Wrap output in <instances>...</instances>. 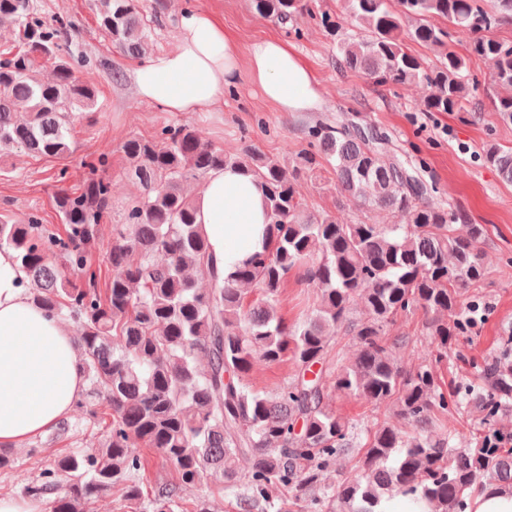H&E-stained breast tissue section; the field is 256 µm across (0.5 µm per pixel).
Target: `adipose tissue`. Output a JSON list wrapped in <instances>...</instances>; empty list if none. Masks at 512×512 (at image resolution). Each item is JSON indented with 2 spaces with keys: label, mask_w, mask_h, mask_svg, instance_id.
I'll list each match as a JSON object with an SVG mask.
<instances>
[{
  "label": "adipose tissue",
  "mask_w": 512,
  "mask_h": 512,
  "mask_svg": "<svg viewBox=\"0 0 512 512\" xmlns=\"http://www.w3.org/2000/svg\"><path fill=\"white\" fill-rule=\"evenodd\" d=\"M137 95L168 112H215L242 81L257 85L280 112H316L321 83L285 41L241 44L223 22L202 10L180 17L179 46L140 62ZM198 221L225 269L264 243V189L236 167L207 174L197 194ZM11 251L0 250V445L18 446L56 427L85 388L76 343L47 318L22 285Z\"/></svg>",
  "instance_id": "ef3b65f1"
}]
</instances>
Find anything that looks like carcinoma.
<instances>
[{"label":"carcinoma","instance_id":"carcinoma-1","mask_svg":"<svg viewBox=\"0 0 512 512\" xmlns=\"http://www.w3.org/2000/svg\"><path fill=\"white\" fill-rule=\"evenodd\" d=\"M253 3L296 35L298 20L315 16L312 0ZM346 9L364 36L348 35L321 13L322 26L336 33L339 68L385 85H425V112H466L478 86L470 78L475 56L507 90L492 111L512 124V40L492 35L512 22V0H346ZM5 22L15 38L0 50V154L66 159L72 126L97 106L95 87L77 76L86 60L62 44L72 22L44 21L34 0H0ZM98 23L120 52L146 55L149 20L139 0H101ZM456 36L471 56L450 48ZM409 42L433 49L435 60L413 54ZM44 62L54 67L50 81L39 75ZM307 137L309 148L291 163L247 146L226 152L187 124L166 126L157 139L124 141L120 150L143 193L123 223L111 225L106 277L93 251L112 205V150L84 163L81 192L56 193L62 228L36 212L0 222V249L15 253L35 304L79 328L86 390L77 408L101 428L97 446L55 459L22 483L24 495L55 496L53 512H85L114 493L119 512H210L203 497L193 510L183 507V491L208 482L234 497L237 512H385L395 496L415 512H467L490 485L512 495V447L460 440L445 426L448 392L434 365L403 368L395 350L412 338L388 335L397 318L421 310L430 357L435 365L448 361L452 340L472 328L461 303L470 297L479 305L471 290L485 274V225L435 200L437 187L422 178V166L383 151L388 137L368 122H317ZM484 160L512 185V147L491 145ZM228 165L265 186L269 224L263 251L226 273L184 184ZM329 169L336 193L402 221L348 224L309 211L297 182L321 180ZM294 271L316 290L317 304L290 324L278 308ZM251 293L257 298L247 305ZM338 331L354 337L348 360L329 359ZM286 357L291 374L267 391L253 388L256 360ZM483 373L486 388L460 384L457 392L463 404H479L482 429L493 432L512 402V353ZM332 390L392 403L413 432L337 414ZM78 433L65 419L29 452ZM142 448L155 449L176 477L145 490ZM349 456L355 474L333 481L338 459Z\"/></svg>","mask_w":512,"mask_h":512}]
</instances>
